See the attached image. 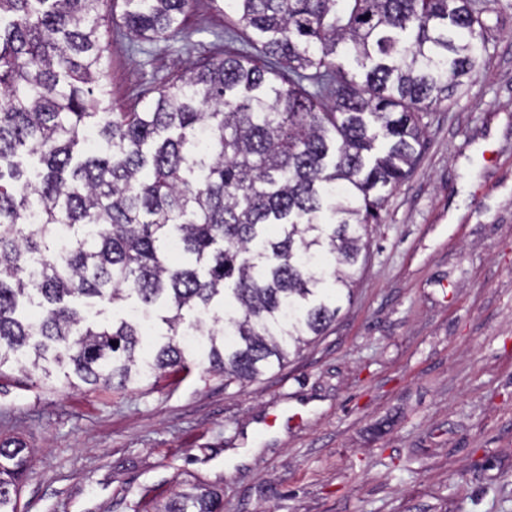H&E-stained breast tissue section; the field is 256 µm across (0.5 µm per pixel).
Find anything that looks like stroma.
Instances as JSON below:
<instances>
[{"instance_id":"obj_1","label":"stroma","mask_w":512,"mask_h":512,"mask_svg":"<svg viewBox=\"0 0 512 512\" xmlns=\"http://www.w3.org/2000/svg\"><path fill=\"white\" fill-rule=\"evenodd\" d=\"M485 19L484 67L428 116L352 299L300 356L243 386L199 352L114 394L6 366L20 512H152L189 483L224 512H512V9ZM228 21L194 0L181 40L109 36L115 105L222 56Z\"/></svg>"}]
</instances>
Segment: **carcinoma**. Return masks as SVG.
I'll list each match as a JSON object with an SVG mask.
<instances>
[{"instance_id":"obj_1","label":"carcinoma","mask_w":512,"mask_h":512,"mask_svg":"<svg viewBox=\"0 0 512 512\" xmlns=\"http://www.w3.org/2000/svg\"><path fill=\"white\" fill-rule=\"evenodd\" d=\"M229 2L234 48L118 112L101 28L176 39L190 0H0V376L22 348L23 375L52 350L95 392L187 376L188 314L224 379L282 368L336 321L425 112L483 64L478 0ZM132 297L166 333L75 304ZM29 462L0 440V512H19ZM155 512H224V491L192 484Z\"/></svg>"}]
</instances>
